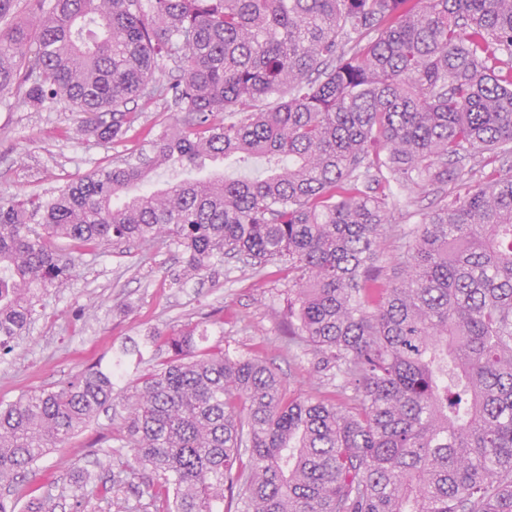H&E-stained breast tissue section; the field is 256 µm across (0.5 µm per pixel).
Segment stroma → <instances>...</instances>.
Segmentation results:
<instances>
[{
	"mask_svg": "<svg viewBox=\"0 0 512 512\" xmlns=\"http://www.w3.org/2000/svg\"><path fill=\"white\" fill-rule=\"evenodd\" d=\"M140 133L119 143L78 135L70 107L44 103L34 108L20 97L0 95V193L41 194L137 151L143 130L173 123L174 106L165 101L138 104ZM182 252L172 245L108 246L81 253L71 279L50 289L15 350L0 358V402L57 387L92 363L111 367L123 359L114 394L145 369L161 363L165 351L144 348L143 361L122 356L130 341L152 332L167 337L187 324L204 323L202 346L236 355L263 356L290 390L302 396L335 399L336 389L317 369L313 354L289 349L284 336L288 308V271L269 266L255 270L235 261L212 262L201 276L177 281ZM122 404L88 425L30 468L9 496L15 512H27L32 496L49 494L56 512L88 490L82 471L98 470L107 451L126 434Z\"/></svg>",
	"mask_w": 512,
	"mask_h": 512,
	"instance_id": "35a3bbf8",
	"label": "stroma"
}]
</instances>
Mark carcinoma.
Instances as JSON below:
<instances>
[{"mask_svg":"<svg viewBox=\"0 0 512 512\" xmlns=\"http://www.w3.org/2000/svg\"><path fill=\"white\" fill-rule=\"evenodd\" d=\"M0 0V93L72 107L126 139L129 104L177 121L47 195L0 196V352L76 267L77 248L175 244L290 276L288 342L341 401L292 392L257 356L163 341L124 395L129 460L85 472L160 512H512V0ZM178 75L162 82L168 63ZM259 156L260 179L161 167ZM477 188L402 233L394 196ZM113 371L0 403V486L112 408ZM136 112H142L140 125L142 129L156 127V129L172 124L176 117L175 107L165 101H158L145 105L142 100L138 101Z\"/></svg>","mask_w":512,"mask_h":512,"instance_id":"cac0c4a2","label":"carcinoma"}]
</instances>
